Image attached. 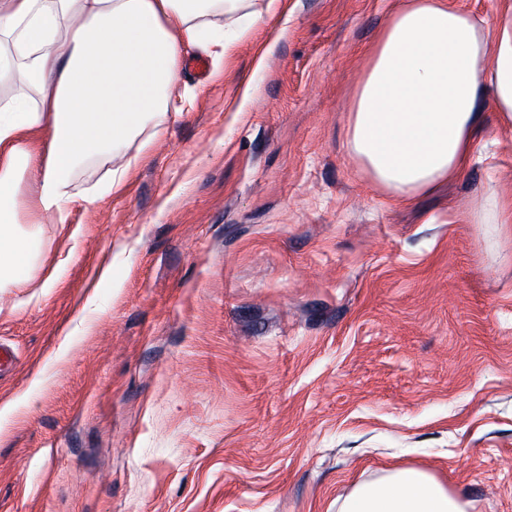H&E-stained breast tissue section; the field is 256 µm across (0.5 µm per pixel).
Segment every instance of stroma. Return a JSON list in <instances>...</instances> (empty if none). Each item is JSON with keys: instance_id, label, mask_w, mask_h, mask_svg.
<instances>
[{"instance_id": "1", "label": "stroma", "mask_w": 512, "mask_h": 512, "mask_svg": "<svg viewBox=\"0 0 512 512\" xmlns=\"http://www.w3.org/2000/svg\"><path fill=\"white\" fill-rule=\"evenodd\" d=\"M398 0H279L0 289V512H336L395 464L512 512V130L399 203L349 153ZM251 95H244L245 83ZM109 269L100 278L101 269ZM462 218L467 224H512V197L479 196L467 206Z\"/></svg>"}]
</instances>
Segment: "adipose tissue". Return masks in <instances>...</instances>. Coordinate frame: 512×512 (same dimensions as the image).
I'll return each mask as SVG.
<instances>
[{"label":"adipose tissue","mask_w":512,"mask_h":512,"mask_svg":"<svg viewBox=\"0 0 512 512\" xmlns=\"http://www.w3.org/2000/svg\"><path fill=\"white\" fill-rule=\"evenodd\" d=\"M241 0H0V288L33 267V236L20 229V187L37 173L29 221L67 223L74 172L114 162L113 185L148 148L149 117L180 93L188 49L228 51L212 19ZM491 94L498 125L512 127V0L494 20L448 0H400L358 85L348 125L352 156L391 197L434 191L469 165ZM45 129L37 150L28 135ZM469 224H512V197L483 195ZM430 471L398 467L358 483L337 512H468Z\"/></svg>","instance_id":"ef3b65f1"}]
</instances>
